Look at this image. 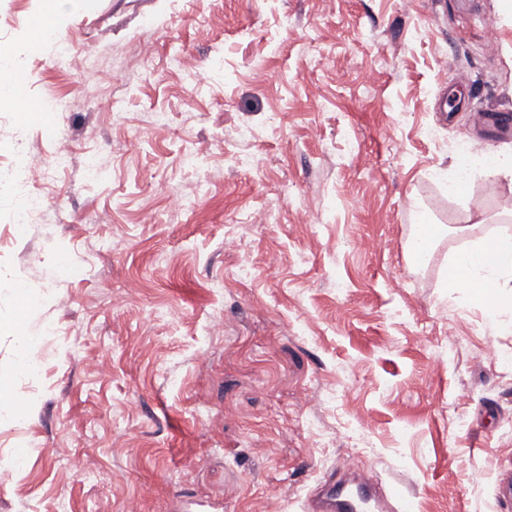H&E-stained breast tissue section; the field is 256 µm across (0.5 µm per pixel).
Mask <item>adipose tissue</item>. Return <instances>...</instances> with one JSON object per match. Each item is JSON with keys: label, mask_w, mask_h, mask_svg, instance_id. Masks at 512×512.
Returning a JSON list of instances; mask_svg holds the SVG:
<instances>
[{"label": "adipose tissue", "mask_w": 512, "mask_h": 512, "mask_svg": "<svg viewBox=\"0 0 512 512\" xmlns=\"http://www.w3.org/2000/svg\"><path fill=\"white\" fill-rule=\"evenodd\" d=\"M448 285L464 291L483 310L492 335L512 334V236L482 240L459 251L449 267Z\"/></svg>", "instance_id": "1"}]
</instances>
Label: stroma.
<instances>
[{
  "instance_id": "35a3bbf8",
  "label": "stroma",
  "mask_w": 512,
  "mask_h": 512,
  "mask_svg": "<svg viewBox=\"0 0 512 512\" xmlns=\"http://www.w3.org/2000/svg\"><path fill=\"white\" fill-rule=\"evenodd\" d=\"M44 7L0 0L18 70L0 105V322L36 338L0 333V384L23 404L0 418V512H302L347 455L417 512H497L512 335L443 283L455 252L512 235V137L477 123L512 113L499 0H82L60 37L88 71L33 51ZM181 52L198 80L171 68ZM56 97L65 111L22 117ZM458 140L483 163L452 195ZM24 189L44 211L21 226ZM419 224L449 233L416 265Z\"/></svg>"
}]
</instances>
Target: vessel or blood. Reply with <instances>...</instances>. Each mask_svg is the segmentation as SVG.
<instances>
[{
  "label": "vessel or blood",
  "instance_id": "b4317fda",
  "mask_svg": "<svg viewBox=\"0 0 512 512\" xmlns=\"http://www.w3.org/2000/svg\"><path fill=\"white\" fill-rule=\"evenodd\" d=\"M304 512H416L414 501L396 489H385L363 473L343 469L303 504Z\"/></svg>",
  "mask_w": 512,
  "mask_h": 512
}]
</instances>
